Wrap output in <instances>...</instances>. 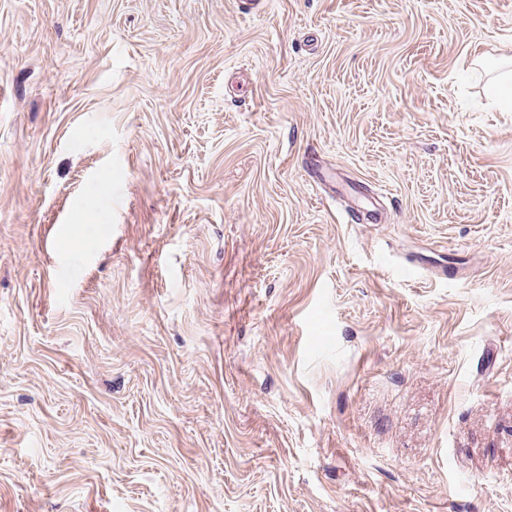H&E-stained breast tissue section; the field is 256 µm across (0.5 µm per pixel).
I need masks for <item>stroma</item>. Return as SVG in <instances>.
Segmentation results:
<instances>
[{
    "label": "stroma",
    "instance_id": "stroma-1",
    "mask_svg": "<svg viewBox=\"0 0 512 512\" xmlns=\"http://www.w3.org/2000/svg\"><path fill=\"white\" fill-rule=\"evenodd\" d=\"M505 79L512 0H0V512H512Z\"/></svg>",
    "mask_w": 512,
    "mask_h": 512
}]
</instances>
